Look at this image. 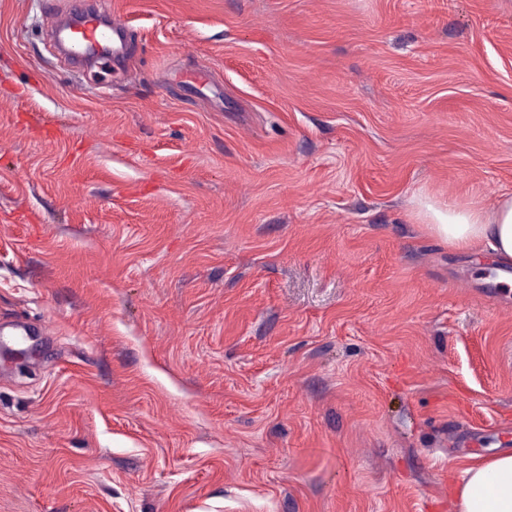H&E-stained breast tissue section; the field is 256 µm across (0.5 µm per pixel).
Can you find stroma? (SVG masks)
Returning a JSON list of instances; mask_svg holds the SVG:
<instances>
[{
    "mask_svg": "<svg viewBox=\"0 0 512 512\" xmlns=\"http://www.w3.org/2000/svg\"><path fill=\"white\" fill-rule=\"evenodd\" d=\"M0 0V512H451L512 450V0ZM80 15L76 22L74 30L75 35L67 37V52L85 56L92 48L106 46L112 39V55L114 56L121 48L118 43L121 42L120 34L126 32V26L120 22L112 20L111 15L105 14L104 19L100 20L97 14L78 9ZM416 208L443 243L475 257L488 254L497 262L512 260V193L500 195L491 208L475 201L444 204L422 194Z\"/></svg>",
    "mask_w": 512,
    "mask_h": 512,
    "instance_id": "stroma-1",
    "label": "stroma"
}]
</instances>
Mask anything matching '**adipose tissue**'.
I'll use <instances>...</instances> for the list:
<instances>
[{"instance_id": "adipose-tissue-1", "label": "adipose tissue", "mask_w": 512, "mask_h": 512, "mask_svg": "<svg viewBox=\"0 0 512 512\" xmlns=\"http://www.w3.org/2000/svg\"><path fill=\"white\" fill-rule=\"evenodd\" d=\"M416 208L443 243L477 257L512 260V193L500 195L489 208L475 201L444 204L421 195ZM451 506L454 512H512V452L467 467Z\"/></svg>"}]
</instances>
